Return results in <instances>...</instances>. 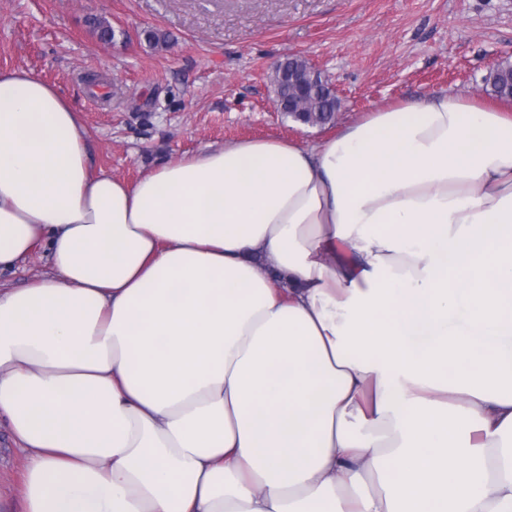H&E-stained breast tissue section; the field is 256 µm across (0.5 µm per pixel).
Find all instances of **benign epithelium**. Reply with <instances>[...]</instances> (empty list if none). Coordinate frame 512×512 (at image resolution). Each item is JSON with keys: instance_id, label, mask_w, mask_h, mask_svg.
I'll list each match as a JSON object with an SVG mask.
<instances>
[{"instance_id": "1", "label": "benign epithelium", "mask_w": 512, "mask_h": 512, "mask_svg": "<svg viewBox=\"0 0 512 512\" xmlns=\"http://www.w3.org/2000/svg\"><path fill=\"white\" fill-rule=\"evenodd\" d=\"M303 67L315 73L319 72V69L301 56H290L273 67V70L280 71L285 77V86L288 89V96H278L273 101L275 111L291 112L299 120L303 119L304 113L312 111L320 104L331 105L333 111H339L340 99L326 76L322 75L307 83L302 77Z\"/></svg>"}]
</instances>
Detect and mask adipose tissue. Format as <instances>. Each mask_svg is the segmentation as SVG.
<instances>
[{"instance_id":"adipose-tissue-1","label":"adipose tissue","mask_w":512,"mask_h":512,"mask_svg":"<svg viewBox=\"0 0 512 512\" xmlns=\"http://www.w3.org/2000/svg\"><path fill=\"white\" fill-rule=\"evenodd\" d=\"M24 512H512V110L439 93L127 181L0 69ZM47 269V252L43 248H38L18 268L12 272L1 273L0 281L2 284L20 288L30 280L40 277Z\"/></svg>"}]
</instances>
